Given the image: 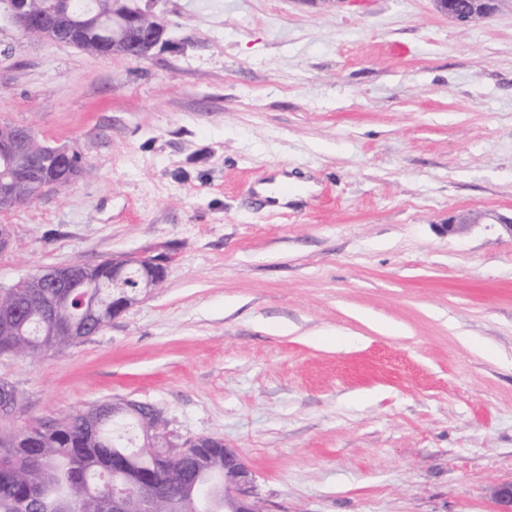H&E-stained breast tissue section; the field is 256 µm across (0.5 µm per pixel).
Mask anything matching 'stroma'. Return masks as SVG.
Wrapping results in <instances>:
<instances>
[{
    "mask_svg": "<svg viewBox=\"0 0 512 512\" xmlns=\"http://www.w3.org/2000/svg\"><path fill=\"white\" fill-rule=\"evenodd\" d=\"M179 42L103 59L0 23V124L86 175L0 213V286L159 249L77 346L0 355V427L128 398L224 440L268 512H497L512 485V0H151ZM312 183L266 206L275 175ZM506 0H435L438 8L458 24L468 25L476 20L478 12L483 18L495 14ZM486 221V222H482ZM488 221V222H487ZM490 221V222H489ZM501 224L512 236V215L510 217L498 214L496 212H486L480 214L478 217L472 220H460L458 221L454 217L448 218L447 232L448 236L461 234L467 231L472 224Z\"/></svg>",
    "mask_w": 512,
    "mask_h": 512,
    "instance_id": "1",
    "label": "stroma"
}]
</instances>
